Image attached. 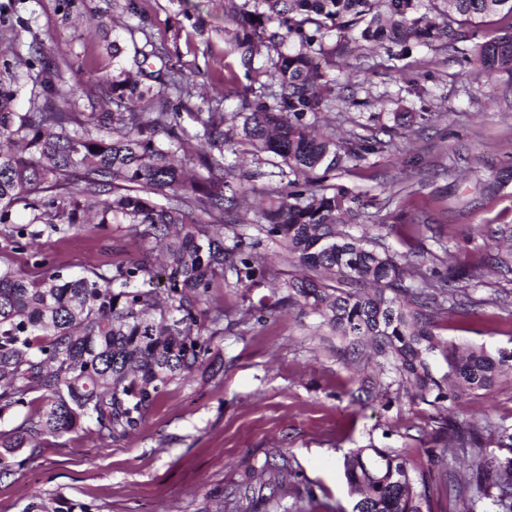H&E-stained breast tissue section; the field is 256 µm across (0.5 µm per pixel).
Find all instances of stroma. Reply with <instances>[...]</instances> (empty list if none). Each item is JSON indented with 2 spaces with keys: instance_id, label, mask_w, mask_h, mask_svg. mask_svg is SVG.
Returning a JSON list of instances; mask_svg holds the SVG:
<instances>
[{
  "instance_id": "obj_1",
  "label": "stroma",
  "mask_w": 512,
  "mask_h": 512,
  "mask_svg": "<svg viewBox=\"0 0 512 512\" xmlns=\"http://www.w3.org/2000/svg\"><path fill=\"white\" fill-rule=\"evenodd\" d=\"M243 3L137 0V14L121 15L109 12L105 0H77L70 12L61 0H0V63L27 54L36 40L51 47L62 71L102 75L112 69L111 41L127 59L138 49H162L164 59H151L140 83L165 91L164 66L190 82L191 96L174 105L192 134V112L238 111L240 94L259 88L255 74L229 53L236 29L229 16ZM348 39L349 53L325 70L334 102L317 126L347 138L375 137L387 147L329 175L328 185L355 197L361 214L342 232L357 237L370 230L373 246L426 274L454 257L466 261L479 279L476 297L489 304L442 318L440 335L461 346L512 348V275L481 266L500 228L512 226V77L487 75L450 48L420 46L398 60L358 32ZM396 112L407 113L405 123H394ZM243 149L239 143L224 152L225 164L255 174L244 184L240 171L229 175L232 188L246 186L249 194L247 209L228 219L243 236L260 238L255 208L277 169L266 156L237 159ZM260 240L277 280L244 296L227 276L225 308L245 309L270 290L284 291L298 273L278 241ZM147 245L124 224L47 232L34 253L0 233V265L33 274L43 264L77 275L136 259ZM211 348L223 369L172 384L126 439L104 442L80 430L16 449L11 470L0 473V512H26L60 495L92 512H228V493L278 451L294 457L297 487L314 492L304 512H351L355 498L342 471L350 449L371 441L404 445L415 468L428 467L426 450L450 412L477 428L492 419L512 433V372L491 389L464 394L450 411L406 393L388 401L371 388L392 384V367L352 358L347 341L295 309L227 328Z\"/></svg>"
}]
</instances>
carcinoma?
<instances>
[{
  "label": "carcinoma",
  "instance_id": "carcinoma-1",
  "mask_svg": "<svg viewBox=\"0 0 512 512\" xmlns=\"http://www.w3.org/2000/svg\"><path fill=\"white\" fill-rule=\"evenodd\" d=\"M440 21L417 13L416 0H253L252 9L234 15L230 52L249 67L262 50L265 74L276 89L273 104L241 100L240 138L249 154L279 159V182L266 188L259 231L282 242L290 256L312 272L292 277L286 291L262 305L296 308L312 314L336 335L350 341L352 353L369 340L373 356L394 365L406 391L433 402H454L462 392L487 390L504 369H512V350L492 353L483 345L466 351L437 333L438 311L466 313L490 304L468 292L472 270L459 265L429 277L386 250L369 247L371 236L357 238L337 229L355 217V199L327 191L310 174L333 172L365 152L384 148L381 140L339 139L314 133L307 117L317 118L331 98L318 81L323 66L348 50L345 34L360 30L366 41H387L391 56L403 58L416 44L467 40L465 28L501 12L512 15V0H441ZM473 62L483 70L512 76V29L475 46ZM39 65L40 90L26 112L12 103L18 92L11 64L0 78V225L20 248L39 246L38 232L13 220L24 203L31 223L52 232L60 225L127 224L136 236L163 244L160 256L144 250L135 260L112 269L65 276L46 268L20 275L0 267V418L39 407L9 431L0 447L21 448L29 441L88 428L117 442L136 431L167 388L200 370L212 357L213 337L224 334L232 312L211 307L210 327L202 332L200 305L224 287L226 274L248 291L275 277L258 253L261 240L233 233L206 218L237 208L245 194L225 195L226 114L196 112L200 130H181L182 113L168 97L154 98L139 88L133 71L112 64V75L98 79L102 104L92 112H70L57 105L86 93L79 77L68 81L41 42L30 44L28 58ZM166 85L177 97L191 95L190 83L169 72ZM151 111H143V105ZM504 254L490 255L485 268L512 273V228ZM164 279L161 288L151 284ZM487 435L445 420V428L426 449L430 464L411 465L407 448L374 443L349 451L343 474L356 496L352 512H434L433 495L445 487L461 503L459 512H512V434L489 423ZM494 444L507 453L486 454ZM467 457L474 483L448 482V462ZM296 472L288 457L267 460L258 477L269 494L247 498L235 512L288 495ZM490 500L486 505L483 500ZM51 512H89L63 496Z\"/></svg>",
  "mask_w": 512,
  "mask_h": 512
}]
</instances>
